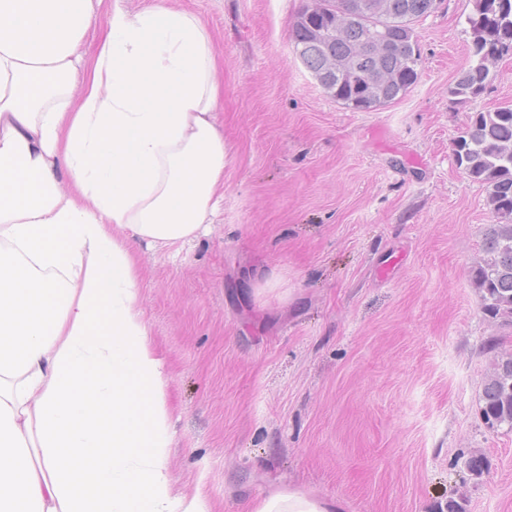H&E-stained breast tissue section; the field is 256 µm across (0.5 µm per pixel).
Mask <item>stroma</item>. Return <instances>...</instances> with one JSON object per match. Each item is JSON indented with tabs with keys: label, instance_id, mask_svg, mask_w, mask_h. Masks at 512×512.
I'll use <instances>...</instances> for the list:
<instances>
[{
	"label": "stroma",
	"instance_id": "1",
	"mask_svg": "<svg viewBox=\"0 0 512 512\" xmlns=\"http://www.w3.org/2000/svg\"><path fill=\"white\" fill-rule=\"evenodd\" d=\"M207 24L224 74V200L178 255L140 247L139 290L169 378L172 492L249 512L277 487L345 512H512V430L480 395L498 341L469 279L494 217L453 158L469 115L512 105V58L474 102L473 0L415 25L418 79L355 112L296 57L306 0H162ZM491 462L471 479L474 451Z\"/></svg>",
	"mask_w": 512,
	"mask_h": 512
}]
</instances>
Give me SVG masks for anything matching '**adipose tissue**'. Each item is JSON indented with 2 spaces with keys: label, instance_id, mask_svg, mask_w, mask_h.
<instances>
[{
  "label": "adipose tissue",
  "instance_id": "1",
  "mask_svg": "<svg viewBox=\"0 0 512 512\" xmlns=\"http://www.w3.org/2000/svg\"><path fill=\"white\" fill-rule=\"evenodd\" d=\"M0 0V512H209L175 497L168 378L134 242L180 249L224 196L221 84L190 11ZM277 489L250 512H343ZM113 0H104L101 6H97L95 3L97 17V23L90 28V30L85 35L82 42V49L86 52L88 58H93L97 53L98 48L103 39L104 33V18L106 12L112 5Z\"/></svg>",
  "mask_w": 512,
  "mask_h": 512
}]
</instances>
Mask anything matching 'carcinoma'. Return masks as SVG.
<instances>
[{
	"instance_id": "carcinoma-1",
	"label": "carcinoma",
	"mask_w": 512,
	"mask_h": 512,
	"mask_svg": "<svg viewBox=\"0 0 512 512\" xmlns=\"http://www.w3.org/2000/svg\"><path fill=\"white\" fill-rule=\"evenodd\" d=\"M436 8L435 0H323L320 12L303 8L292 30L294 52L326 94L352 110H374L404 95L418 78L420 53L414 25ZM472 59L450 94L461 104L480 97L493 80L489 63L512 55V0H473L467 16ZM383 48L362 52L373 42ZM355 56V79L333 69L330 60ZM453 157L473 181L486 187L494 223L486 229L483 256L470 281L482 312L512 324V107L474 112L454 140ZM480 416L491 429L512 430V352L495 356L482 389ZM490 460L475 452L466 467L477 477Z\"/></svg>"
}]
</instances>
